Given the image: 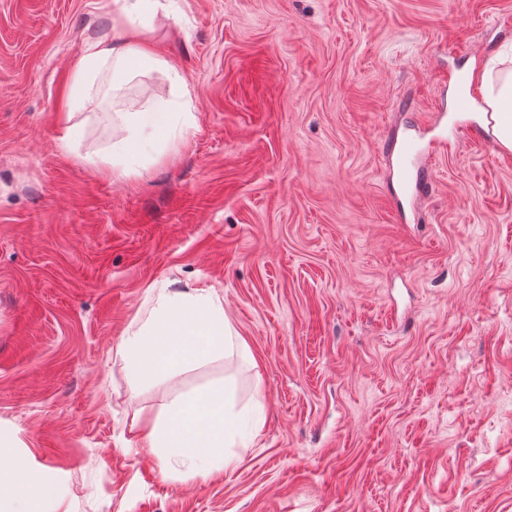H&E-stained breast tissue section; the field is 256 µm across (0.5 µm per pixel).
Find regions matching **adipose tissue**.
I'll return each instance as SVG.
<instances>
[{"label": "adipose tissue", "mask_w": 512, "mask_h": 512, "mask_svg": "<svg viewBox=\"0 0 512 512\" xmlns=\"http://www.w3.org/2000/svg\"><path fill=\"white\" fill-rule=\"evenodd\" d=\"M112 6V37L87 39L72 63L66 110L59 117L64 127L60 142L70 148L71 113L91 100L99 77L109 76L117 88L135 75L162 72L171 96L155 98L149 111L118 115L112 172L129 177L165 154L177 131L190 126L191 102L181 69L156 52L149 38L157 19L171 18L170 6L161 0H112ZM479 89L481 117L491 124L497 143L512 150V59L494 54L480 75ZM134 323L117 355L137 384L156 383L245 349L232 333L222 300L211 290L161 288L148 299L146 318ZM259 434V420L236 411L223 383L213 382L162 403L142 430L141 448L159 461L162 477H169L175 462L185 466L187 475L207 476L230 465L227 448L254 442ZM14 444L0 434V512H53L55 472L37 467Z\"/></svg>", "instance_id": "1"}]
</instances>
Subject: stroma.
<instances>
[{"mask_svg": "<svg viewBox=\"0 0 512 512\" xmlns=\"http://www.w3.org/2000/svg\"><path fill=\"white\" fill-rule=\"evenodd\" d=\"M175 2L151 38L193 123L126 178L97 161L161 73L101 81L71 149L57 121L112 0H0V428L58 512H512V151L474 111L429 144L512 0ZM156 282L214 290L247 355L131 387L115 353ZM227 376L256 444L162 478L132 423ZM391 149L392 153L396 154L399 181L404 186L412 182L417 185L423 177L414 163L421 152L418 141L412 137H403L396 140Z\"/></svg>", "mask_w": 512, "mask_h": 512, "instance_id": "35a3bbf8", "label": "stroma"}]
</instances>
